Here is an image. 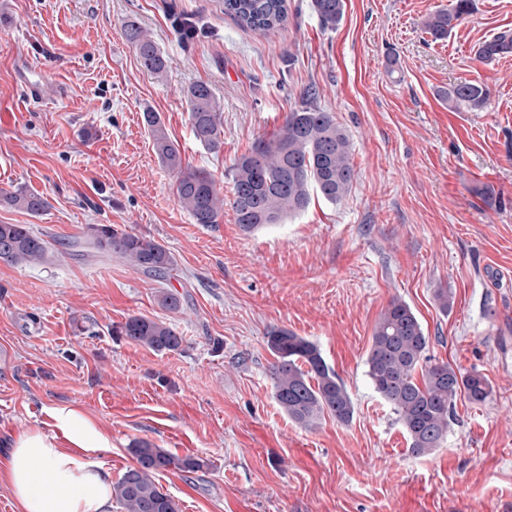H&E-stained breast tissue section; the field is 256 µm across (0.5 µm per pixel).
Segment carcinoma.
<instances>
[{"instance_id": "cac0c4a2", "label": "carcinoma", "mask_w": 512, "mask_h": 512, "mask_svg": "<svg viewBox=\"0 0 512 512\" xmlns=\"http://www.w3.org/2000/svg\"><path fill=\"white\" fill-rule=\"evenodd\" d=\"M472 6V0H453L450 7L430 14L424 27L434 38L446 39ZM345 7V0H311L312 11L324 28H335ZM224 13L243 28L270 33L287 20L288 5L287 0H224ZM124 34L144 70L158 76L166 72V59L136 19L126 20ZM506 54H512V30L499 32L477 50L485 61ZM440 96L450 108L476 112L487 105L490 89L481 81L465 80L449 85ZM316 98L315 87L304 88L299 105L287 114L279 130L257 139L251 151L233 164L230 206L243 230L280 224L307 210L315 198L335 203L348 193L354 176L350 138L332 113L315 105ZM186 99L193 138L219 152L221 115L211 87L197 82L188 87ZM142 120L159 161L176 174L175 193L182 209L197 224L218 223L224 197L214 178L183 166L181 153L158 113L146 111ZM0 200L30 215L47 206L43 196L26 191L6 194ZM68 246L115 254L151 278L165 277L174 266L164 246L112 224H89L82 238ZM52 257V243L28 225L0 224V262L46 264ZM118 335L155 352L177 351L183 342L172 325L144 316L129 317ZM267 345L276 358L273 397L288 418L304 426L327 415L342 423L352 419L351 397L317 345L285 329L271 331ZM429 346L430 336L415 312L406 302L394 299L374 325L366 359L373 390L396 415L408 436L409 451L416 456L441 447L458 398L479 404L492 393L487 378L476 370L464 373L449 363H431ZM130 452L136 465L112 485L113 499L122 512H181L179 503L161 491L156 475L167 470L200 471L207 463L176 456L146 441L134 444Z\"/></svg>"}]
</instances>
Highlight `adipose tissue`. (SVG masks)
Returning <instances> with one entry per match:
<instances>
[{
    "label": "adipose tissue",
    "mask_w": 512,
    "mask_h": 512,
    "mask_svg": "<svg viewBox=\"0 0 512 512\" xmlns=\"http://www.w3.org/2000/svg\"><path fill=\"white\" fill-rule=\"evenodd\" d=\"M51 417L52 432L34 427L0 439V484L17 512H112V473L94 457L112 445L107 428L69 406Z\"/></svg>",
    "instance_id": "1"
}]
</instances>
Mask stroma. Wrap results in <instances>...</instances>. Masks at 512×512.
I'll list each match as a JSON object with an SVG mask.
<instances>
[{"mask_svg":"<svg viewBox=\"0 0 512 512\" xmlns=\"http://www.w3.org/2000/svg\"><path fill=\"white\" fill-rule=\"evenodd\" d=\"M451 0H346L336 29L311 0L265 35L224 13V0H0V195H43L40 215L0 205L57 245L46 265L0 262V436L49 429L51 409L83 410L110 432L98 458L113 478L134 442L206 461L156 481L182 512H512V54L479 45L512 29V0H473L444 40L422 19ZM136 18L167 60L145 71L123 33ZM43 72L37 98L16 77ZM480 80L479 112L438 92ZM210 84L220 152L191 133L185 92ZM315 86L317 106L352 143L342 201L252 232L232 210L197 224L175 195L142 122L159 113L183 162L232 195L231 166L270 136ZM112 224L163 245L162 281L68 243ZM453 297L442 310L435 294ZM185 295L180 311L162 292ZM410 305L432 361L479 371L492 394L456 403L441 448L426 456L373 391L366 358L390 300ZM174 326V352L116 330L131 316ZM314 342L354 405L349 423L305 427L273 398L267 334Z\"/></svg>","mask_w":512,"mask_h":512,"instance_id":"35a3bbf8","label":"stroma"}]
</instances>
